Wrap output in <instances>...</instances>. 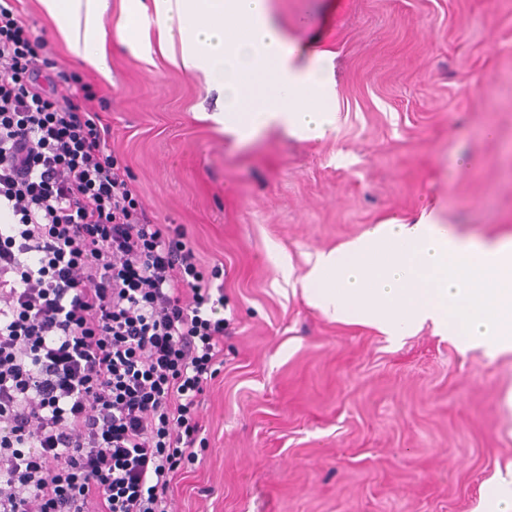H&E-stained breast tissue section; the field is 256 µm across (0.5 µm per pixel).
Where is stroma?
Segmentation results:
<instances>
[{
	"label": "stroma",
	"instance_id": "obj_1",
	"mask_svg": "<svg viewBox=\"0 0 512 512\" xmlns=\"http://www.w3.org/2000/svg\"><path fill=\"white\" fill-rule=\"evenodd\" d=\"M125 2L106 18L108 80L38 0L19 7L68 75L59 92H96L151 223L184 225L224 282L205 447L169 512H476L512 464V353L427 330L389 343L324 318L297 279L309 254L432 206L461 233L512 235V0H270L329 57L336 128L245 146L208 118L220 84L124 44Z\"/></svg>",
	"mask_w": 512,
	"mask_h": 512
}]
</instances>
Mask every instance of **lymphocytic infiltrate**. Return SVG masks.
Listing matches in <instances>:
<instances>
[{"label":"lymphocytic infiltrate","mask_w":512,"mask_h":512,"mask_svg":"<svg viewBox=\"0 0 512 512\" xmlns=\"http://www.w3.org/2000/svg\"><path fill=\"white\" fill-rule=\"evenodd\" d=\"M0 0V512H167L224 363V298L151 223L110 127Z\"/></svg>","instance_id":"f902f5d3"}]
</instances>
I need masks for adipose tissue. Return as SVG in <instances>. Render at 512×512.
<instances>
[{
	"instance_id": "ef3b65f1",
	"label": "adipose tissue",
	"mask_w": 512,
	"mask_h": 512,
	"mask_svg": "<svg viewBox=\"0 0 512 512\" xmlns=\"http://www.w3.org/2000/svg\"><path fill=\"white\" fill-rule=\"evenodd\" d=\"M71 53L109 74L111 0H39ZM155 14L161 50L180 47L185 69L223 80L221 131L247 145L270 129L318 141L336 121L321 55L303 56L280 32L268 0H132L126 43ZM308 304L336 323L397 342L423 329L464 345L512 352V236L475 239L437 210L411 224L386 221L310 257L300 281Z\"/></svg>"
}]
</instances>
